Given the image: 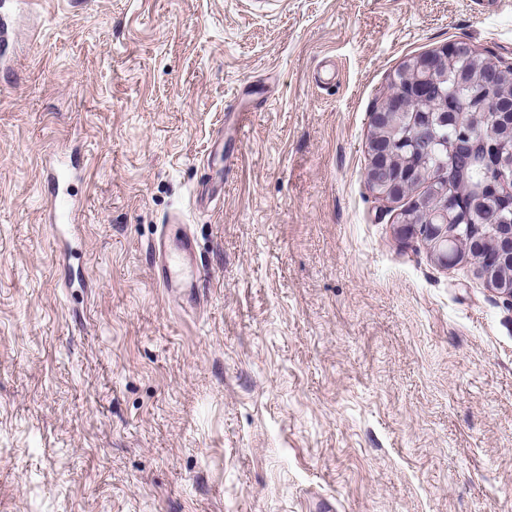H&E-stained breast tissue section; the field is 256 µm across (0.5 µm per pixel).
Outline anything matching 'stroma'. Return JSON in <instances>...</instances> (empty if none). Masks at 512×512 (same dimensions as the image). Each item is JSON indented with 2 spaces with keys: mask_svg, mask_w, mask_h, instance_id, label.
<instances>
[{
  "mask_svg": "<svg viewBox=\"0 0 512 512\" xmlns=\"http://www.w3.org/2000/svg\"><path fill=\"white\" fill-rule=\"evenodd\" d=\"M12 24L0 512H512V305L364 178L398 66L457 40L512 62V0H30ZM51 152L81 164L64 266ZM174 212L198 306L153 266Z\"/></svg>",
  "mask_w": 512,
  "mask_h": 512,
  "instance_id": "1",
  "label": "stroma"
}]
</instances>
